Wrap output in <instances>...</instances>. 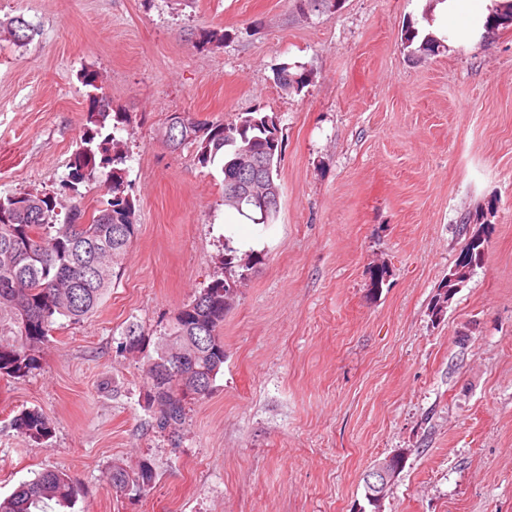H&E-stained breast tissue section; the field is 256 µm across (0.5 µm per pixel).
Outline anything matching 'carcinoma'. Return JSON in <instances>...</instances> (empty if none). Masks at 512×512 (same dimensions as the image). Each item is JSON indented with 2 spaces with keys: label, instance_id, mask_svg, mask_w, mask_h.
<instances>
[{
  "label": "carcinoma",
  "instance_id": "obj_1",
  "mask_svg": "<svg viewBox=\"0 0 512 512\" xmlns=\"http://www.w3.org/2000/svg\"><path fill=\"white\" fill-rule=\"evenodd\" d=\"M301 11H329L336 0H293ZM3 32L17 43L32 39L34 30L21 17L9 20ZM130 124L124 112L112 111L104 95H94L86 115L80 146L69 161L67 186L74 187L98 169H109L112 199L109 207L91 215L70 204L66 221L57 223L64 208L55 193H25L0 197V377H26L39 363L40 347L60 317L78 322L103 303L114 279L120 276L121 256L135 235V206L125 195L122 169L126 155L116 133ZM199 135L181 140L178 130L167 135L169 145L195 147L198 163L206 167L223 156L231 161L237 151L260 157L273 178H278L281 140L273 119L248 113L225 122H198ZM486 239L472 236L465 248L470 269L480 266ZM259 255H242L225 240V276L213 280L174 317L168 332L160 337L158 366L164 377L146 370L151 382L148 403L156 407L159 430L178 429L185 423L186 392L196 399L207 397L224 367V290L253 269ZM14 429L33 442L51 435L48 417L38 410H22L13 418ZM155 479L152 466L144 462L135 471L114 466L107 480L117 494L140 493ZM78 495L71 478L60 470L46 469L24 481L0 499V512H48L50 503L68 506Z\"/></svg>",
  "mask_w": 512,
  "mask_h": 512
}]
</instances>
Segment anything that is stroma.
<instances>
[{
	"label": "stroma",
	"instance_id": "obj_1",
	"mask_svg": "<svg viewBox=\"0 0 512 512\" xmlns=\"http://www.w3.org/2000/svg\"><path fill=\"white\" fill-rule=\"evenodd\" d=\"M425 0H0V196L62 191L90 99L127 113L137 231L102 306L58 318L38 369L0 378V498L45 469L69 512H356L375 460L410 454L385 512H512V26L438 52ZM218 40L199 46L201 29ZM304 75L301 89L277 80ZM94 73L95 86L82 76ZM258 111L283 139L271 224L224 204L221 163L171 149L172 113ZM260 263L224 317V367L178 441L145 406L179 309L223 276L224 227ZM485 255L441 319L430 307L469 237ZM386 271L372 293L370 271ZM137 325L138 347L126 345ZM52 422L37 444L12 420ZM155 473L115 496V465Z\"/></svg>",
	"mask_w": 512,
	"mask_h": 512
}]
</instances>
